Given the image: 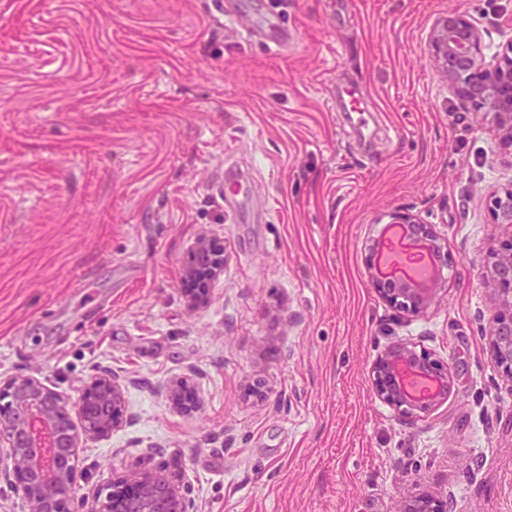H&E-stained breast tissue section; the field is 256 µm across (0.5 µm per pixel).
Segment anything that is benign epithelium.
I'll return each instance as SVG.
<instances>
[{
  "label": "benign epithelium",
  "mask_w": 512,
  "mask_h": 512,
  "mask_svg": "<svg viewBox=\"0 0 512 512\" xmlns=\"http://www.w3.org/2000/svg\"><path fill=\"white\" fill-rule=\"evenodd\" d=\"M429 46L443 77L494 122L501 141L512 148V46L495 63H486L478 30L456 13L436 23ZM491 213L494 223L512 226V188L494 197ZM389 218L409 253L400 257L388 241L373 240L366 257L369 284L391 307L419 318L442 296L445 270L453 265L448 242L408 211H393ZM223 268L224 248L211 236H201L195 261L184 272V278L198 284L190 289L192 296L204 297L203 284ZM480 277L496 300L486 339L512 392V235L500 240L481 264ZM368 379L374 395L407 421L439 406L453 385L447 362L408 342L381 350ZM166 391L180 406L192 397L186 378L170 382ZM70 408L77 419L70 417ZM123 413V385L108 372L93 377L73 399L32 376L0 380V456L11 460V467L0 470V483L15 492L24 512H187L183 489L161 468L116 476L113 494L103 499L77 497L78 448L88 436L112 433ZM396 512H453V498L449 493L407 495Z\"/></svg>",
  "instance_id": "obj_1"
}]
</instances>
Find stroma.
Wrapping results in <instances>:
<instances>
[{"instance_id":"35a3bbf8","label":"stroma","mask_w":512,"mask_h":512,"mask_svg":"<svg viewBox=\"0 0 512 512\" xmlns=\"http://www.w3.org/2000/svg\"><path fill=\"white\" fill-rule=\"evenodd\" d=\"M451 13L486 58L512 43V0H0V379L125 387L121 427L78 450L79 495L161 467L190 512H393L410 491L512 512V384L478 268L512 235L490 209L512 150L431 57ZM260 15L287 47L246 37ZM398 209L454 260L417 319L368 286ZM204 234L224 269L194 306ZM397 341L454 376L412 422L368 380ZM182 377L189 409L164 390Z\"/></svg>"}]
</instances>
